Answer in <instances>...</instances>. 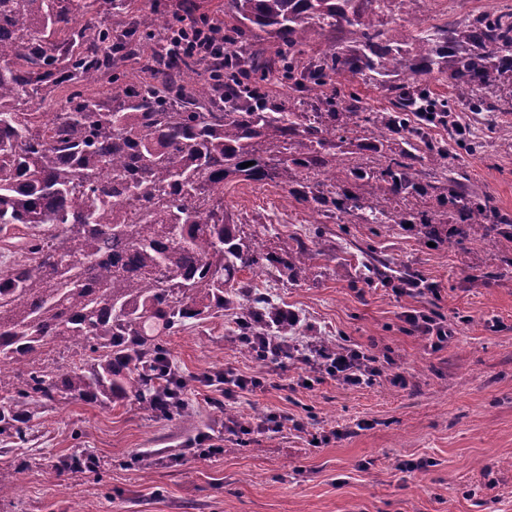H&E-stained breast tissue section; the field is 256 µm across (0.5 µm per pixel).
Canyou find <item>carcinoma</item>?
Masks as SVG:
<instances>
[{
  "instance_id": "obj_1",
  "label": "carcinoma",
  "mask_w": 512,
  "mask_h": 512,
  "mask_svg": "<svg viewBox=\"0 0 512 512\" xmlns=\"http://www.w3.org/2000/svg\"><path fill=\"white\" fill-rule=\"evenodd\" d=\"M394 0H227L224 28L271 39L275 57L244 44L212 66L161 41L174 19L138 0H0V240L15 256L0 270V435L23 439L36 404L110 405L132 393L162 416L161 388L180 380L162 337L188 319L238 308L233 335L286 337L263 295L247 296L244 271L297 281L312 259L301 244L281 256L246 236L224 211V184L273 183L318 215L372 211L336 182V128L365 114L376 151L398 150L380 170L345 168L368 194L420 192L422 162L441 161L429 140L441 118L423 85L437 73L479 112H512L489 100L512 78V12L480 14L443 29L413 24L394 39L380 18ZM313 31L345 40L303 66ZM282 71L298 110L255 91ZM408 76L389 85V112H368L337 76ZM254 162L247 168L244 162ZM450 173L446 203L460 228L417 213L427 241L488 231V197ZM78 364L40 362L58 349Z\"/></svg>"
}]
</instances>
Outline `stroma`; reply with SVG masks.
Returning <instances> with one entry per match:
<instances>
[{"instance_id": "35a3bbf8", "label": "stroma", "mask_w": 512, "mask_h": 512, "mask_svg": "<svg viewBox=\"0 0 512 512\" xmlns=\"http://www.w3.org/2000/svg\"><path fill=\"white\" fill-rule=\"evenodd\" d=\"M493 8L492 0H457L446 9L438 0H408L386 26L400 38L410 17L443 28ZM426 84L478 146L434 125L446 156L424 165L421 190L403 212L426 210L451 224L438 185L453 169L512 219V112H475L441 77ZM366 135L362 117H351L338 151L374 170L380 157L364 148ZM224 206L274 250L302 242L315 252L305 279L246 271L242 280L297 312L306 338H341L391 357L406 387L384 379L347 389L326 378L306 389L298 383L303 365H260L232 341V312L190 319L163 339L184 382V415L150 413L132 398L107 407L35 405L25 443L0 436V485L12 491L0 512H512V236L492 229L431 247L405 224L312 213L272 183H228ZM368 251L432 292L400 295L384 276L367 275ZM412 309L448 321L454 335L442 351L406 331L403 314ZM225 369L268 381L228 401L207 382ZM224 402L240 421L285 411L308 430L255 432L234 445L224 440ZM362 420L371 428L318 448L308 441ZM411 459L427 460V471L397 470V461Z\"/></svg>"}]
</instances>
